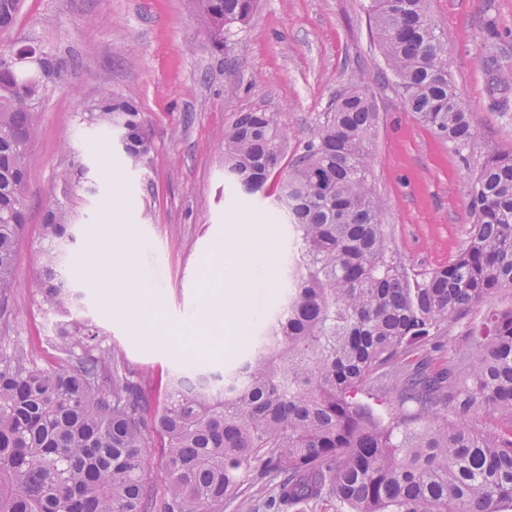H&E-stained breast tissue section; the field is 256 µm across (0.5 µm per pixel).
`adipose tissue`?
Returning <instances> with one entry per match:
<instances>
[{
	"instance_id": "obj_1",
	"label": "adipose tissue",
	"mask_w": 512,
	"mask_h": 512,
	"mask_svg": "<svg viewBox=\"0 0 512 512\" xmlns=\"http://www.w3.org/2000/svg\"><path fill=\"white\" fill-rule=\"evenodd\" d=\"M269 250V241L253 232L248 220L243 219L224 245L208 257L207 264L219 283V298L204 301L201 316L209 324L216 344L247 336L257 302L272 286ZM137 254L134 225L117 224L110 233L92 235L85 255L75 261L74 271L108 303L126 311L145 312L155 303L133 281Z\"/></svg>"
}]
</instances>
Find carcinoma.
<instances>
[{"mask_svg":"<svg viewBox=\"0 0 512 512\" xmlns=\"http://www.w3.org/2000/svg\"><path fill=\"white\" fill-rule=\"evenodd\" d=\"M20 0H0V30ZM212 45L224 48L257 0H195ZM381 54L406 108L458 153L478 139L448 78V40L428 0H370ZM46 81L0 55V329L17 245L27 224L34 113L63 62L39 54ZM82 119L124 140L121 155L149 167L152 143L138 104L105 89ZM379 114L358 85L293 153L269 206L294 232L288 292L256 345L224 374L195 386L173 375L164 401L131 379L99 327L77 319L82 294L61 272L79 218L70 201L96 193L82 155L67 150L41 224L39 292L59 317L64 355L40 368L17 345L0 352V512H224L244 478L273 475L274 506L328 494L346 512H503L512 506V432L494 435L468 416L495 412L512 427V309L497 313L473 352L467 380L423 367L392 386L414 410L387 418L367 385L412 349L423 350L493 293L512 289V151L483 158L468 190L472 218L455 260L409 274L392 248L371 181ZM224 178L266 192L288 141L279 113L238 112L220 135ZM153 420L168 478L158 499L144 480V428Z\"/></svg>","mask_w":512,"mask_h":512,"instance_id":"cac0c4a2","label":"carcinoma"}]
</instances>
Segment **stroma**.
<instances>
[{
  "mask_svg": "<svg viewBox=\"0 0 512 512\" xmlns=\"http://www.w3.org/2000/svg\"><path fill=\"white\" fill-rule=\"evenodd\" d=\"M368 9V0H260L218 51L196 20L194 0H21L13 26L0 30V53L33 46L56 55L64 71L35 112L28 219L9 298L12 328L0 346H26L42 368L57 357L38 290L44 207L66 149L101 139L79 115L107 88L140 105L152 134L153 164L146 172L132 169L113 150L90 158L98 192L78 204L86 218L73 251L84 252L101 227L105 201L119 196L118 217L134 224L140 242L138 276L161 303L146 318L169 340L148 343L88 287L80 314L100 326L126 373L149 379L156 393L183 368L185 346L197 349L211 371L236 366L284 301L292 229L268 223L267 198L224 180L218 137L236 113H279L293 150L336 92L363 81L379 114L372 180L392 245L409 273L448 265L466 239L467 193L481 158L512 149V0L429 3L445 25L448 76L480 133L466 162L405 107L385 75ZM243 214L273 244V286L259 302L248 337L219 352L194 318L202 296L216 289L204 261ZM509 308L512 290L491 295L449 322L425 358L437 368L465 366L489 313Z\"/></svg>",
  "mask_w": 512,
  "mask_h": 512,
  "instance_id": "35a3bbf8",
  "label": "stroma"
}]
</instances>
